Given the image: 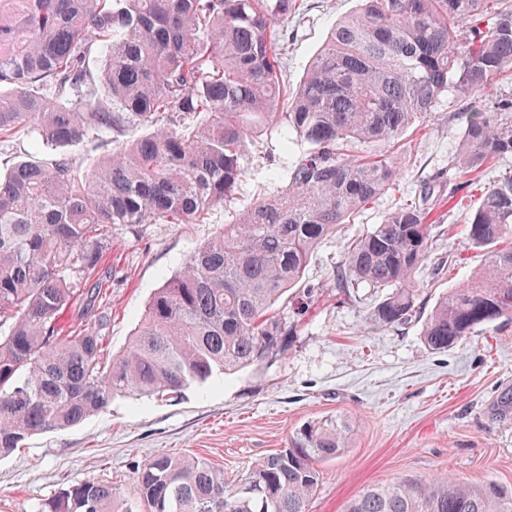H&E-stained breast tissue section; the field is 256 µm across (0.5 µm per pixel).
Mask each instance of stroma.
Instances as JSON below:
<instances>
[{
  "mask_svg": "<svg viewBox=\"0 0 512 512\" xmlns=\"http://www.w3.org/2000/svg\"><path fill=\"white\" fill-rule=\"evenodd\" d=\"M359 0H296L295 13L276 18L283 37V79L299 84L312 56ZM512 96V80L497 75L479 95L433 112L399 139L402 157L394 190L367 204L354 223L340 225L313 254L304 284L323 295L295 315L287 351L257 366L195 384L179 398L117 397L101 413L63 430L28 438L0 457V512H38L55 493L85 480L119 488L121 508L136 512L137 467L158 454L189 455L241 476L256 460L287 447L304 422L341 415L352 425L343 455L322 466L309 512H342L363 489L402 477L451 474L472 482L512 485V413L501 415L497 398L512 390V323L495 324L445 352L427 349L422 327L435 303L484 261L463 236L439 235V253H451L442 274L416 277L419 309L406 324L377 328L366 305L380 299L372 288L341 300L330 282L354 238L381 223L403 201L434 187L430 214L440 226L462 229L481 193L512 171V155L492 163L483 176L459 177L456 151L467 112L494 107ZM300 147L273 132L262 152L248 153L246 175L233 206L214 208L204 224H148L139 231L112 229V278L96 316L109 353L122 351L156 291L201 245L230 223L235 211L258 195L276 194ZM36 125L0 139V167L46 155Z\"/></svg>",
  "mask_w": 512,
  "mask_h": 512,
  "instance_id": "35a3bbf8",
  "label": "stroma"
}]
</instances>
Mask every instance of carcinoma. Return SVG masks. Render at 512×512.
I'll return each instance as SVG.
<instances>
[{"label":"carcinoma","instance_id":"1","mask_svg":"<svg viewBox=\"0 0 512 512\" xmlns=\"http://www.w3.org/2000/svg\"><path fill=\"white\" fill-rule=\"evenodd\" d=\"M313 56L299 85L282 79L273 18L295 0H0V135L32 122L48 146L100 141L83 169L65 155L0 174V456L31 436L76 426L116 397L176 398L195 383L266 362L288 346L291 306L314 251L394 185L400 162L348 153L397 141L444 97L460 102L512 72V0H362ZM103 56L95 73L85 66ZM133 124L145 128L126 140ZM280 129L304 146L274 196L234 214L154 293L125 351L104 362L88 323L112 226L201 224L232 205L246 154ZM512 155V103L467 113L464 176ZM431 189L347 245L334 287L384 292L378 328L417 308V274L433 253ZM484 266L435 304L425 345L447 351L478 328L512 322V173L495 181L462 229ZM340 416L309 420L288 447L240 479L205 459L157 455L138 468L147 512H309L321 465L350 446ZM117 489L87 480L40 512H115ZM344 512H512V488L438 476L369 486Z\"/></svg>","mask_w":512,"mask_h":512}]
</instances>
